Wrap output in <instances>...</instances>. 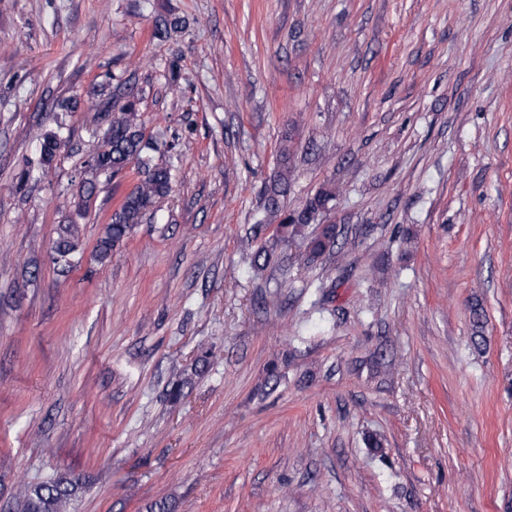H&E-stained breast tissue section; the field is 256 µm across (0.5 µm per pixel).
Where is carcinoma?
<instances>
[{
	"label": "carcinoma",
	"instance_id": "obj_1",
	"mask_svg": "<svg viewBox=\"0 0 512 512\" xmlns=\"http://www.w3.org/2000/svg\"><path fill=\"white\" fill-rule=\"evenodd\" d=\"M139 99L135 94L118 85L105 105L112 112V121L106 130L100 148L86 161L81 181V203L75 216L56 228L52 257L54 262L66 269L80 251V224L77 219L87 211L97 189L100 178L111 180L134 166L138 175L135 187L124 197L112 212L109 224L100 238L95 252L98 262H105L112 251L133 233L142 214L158 199L165 197L171 185V167L153 163L149 152L157 146L146 139L139 121ZM40 160L44 166L51 165L59 155L64 140L59 133L47 130L38 135ZM288 192V167H283L273 177L266 192L262 224L277 223L279 239L299 238L305 246V260L317 262L337 245L334 224H318L317 217L327 210L336 197V188L320 189L306 205L296 211L281 206L280 198ZM312 231H307L310 225ZM79 489L77 480L59 476L41 483L21 485L16 495V512H68L71 501Z\"/></svg>",
	"mask_w": 512,
	"mask_h": 512
}]
</instances>
